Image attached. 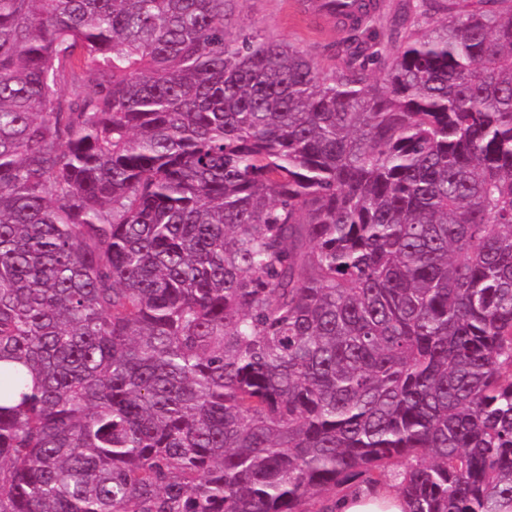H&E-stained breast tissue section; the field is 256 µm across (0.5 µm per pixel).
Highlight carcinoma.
I'll return each instance as SVG.
<instances>
[{
	"label": "carcinoma",
	"instance_id": "cac0c4a2",
	"mask_svg": "<svg viewBox=\"0 0 512 512\" xmlns=\"http://www.w3.org/2000/svg\"><path fill=\"white\" fill-rule=\"evenodd\" d=\"M228 2L0 0V512H512V0ZM227 27L230 37L258 33L269 41L285 42L303 50L331 75L346 69L349 38L331 24L319 23L299 14L297 0H234ZM329 1L331 0H299V7L304 12L339 18V25L344 30L362 24L367 17L365 11L357 10L354 0H336V14L333 16L330 14ZM376 1L379 2V7L375 15L361 29L367 27L368 30H375L381 39L392 37L395 40L397 37V41L404 32L405 25L402 27V19L405 13H408L411 22L419 21L425 26L437 25L445 18L444 7L448 3L446 0ZM407 505L393 487H367L336 498V512H406Z\"/></svg>",
	"mask_w": 512,
	"mask_h": 512
}]
</instances>
